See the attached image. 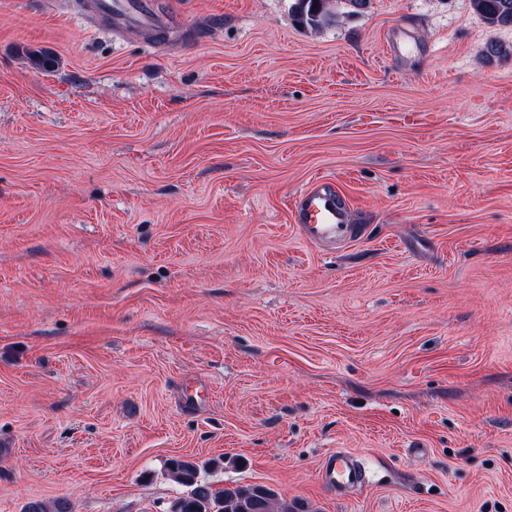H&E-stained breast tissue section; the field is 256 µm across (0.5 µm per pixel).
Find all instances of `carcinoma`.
Masks as SVG:
<instances>
[{
    "instance_id": "cac0c4a2",
    "label": "carcinoma",
    "mask_w": 512,
    "mask_h": 512,
    "mask_svg": "<svg viewBox=\"0 0 512 512\" xmlns=\"http://www.w3.org/2000/svg\"><path fill=\"white\" fill-rule=\"evenodd\" d=\"M333 0H296L299 22L314 29L332 19ZM473 9L491 25L512 26V0H472ZM167 471L185 488L170 512H300L297 503L262 486L214 488L192 461L171 458Z\"/></svg>"
}]
</instances>
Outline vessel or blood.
Instances as JSON below:
<instances>
[{"mask_svg":"<svg viewBox=\"0 0 512 512\" xmlns=\"http://www.w3.org/2000/svg\"><path fill=\"white\" fill-rule=\"evenodd\" d=\"M90 6L95 13L108 16L117 27L128 26L134 19L139 20L145 30L155 24L145 0H90ZM290 210L302 239L311 245H345L361 236V226L352 223L350 210L332 180L319 179L309 184L292 199ZM323 481L343 497L363 484L365 475L355 457L338 452L327 457Z\"/></svg>","mask_w":512,"mask_h":512,"instance_id":"1","label":"vessel or blood"}]
</instances>
